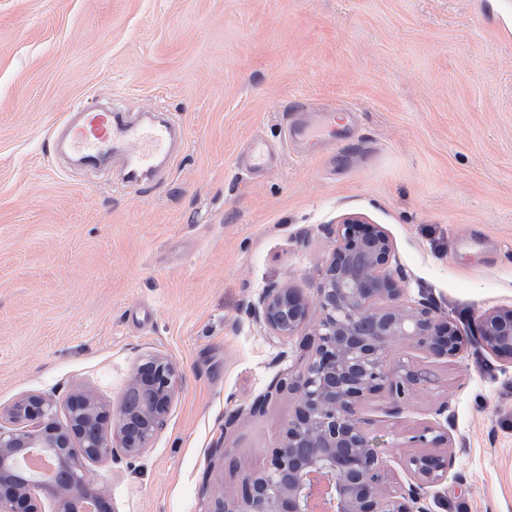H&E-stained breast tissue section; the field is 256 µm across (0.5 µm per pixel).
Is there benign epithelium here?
I'll return each mask as SVG.
<instances>
[{"instance_id": "7a95c632", "label": "benign epithelium", "mask_w": 512, "mask_h": 512, "mask_svg": "<svg viewBox=\"0 0 512 512\" xmlns=\"http://www.w3.org/2000/svg\"><path fill=\"white\" fill-rule=\"evenodd\" d=\"M338 245L311 296L288 285L265 289L249 314L271 336H293L318 311L306 348L310 356L297 370L272 382L267 393L243 412L257 415L267 401L288 396L294 418L268 466L244 477L238 496L217 497L208 512H428V489L448 479L454 457L413 454L406 468L413 478L395 486L365 428L362 403L384 390L391 411L400 412L421 383V373L402 362L390 365L392 344L411 340L438 357H456L463 337L437 307L404 300L402 280L389 271L392 244L364 217L345 215L336 228ZM483 348L512 364V312L485 314L477 326ZM182 374L162 354H149L136 367L129 391L148 397L133 404L123 398L105 404L94 391L75 393L66 422L56 419L53 399L28 395L3 414L0 423V512H40V495L54 512H112L106 490L91 479L87 463L120 448L138 456L151 446L170 412ZM448 433L424 427L408 437L412 448L449 444ZM52 459L51 483L32 473L26 455Z\"/></svg>"}]
</instances>
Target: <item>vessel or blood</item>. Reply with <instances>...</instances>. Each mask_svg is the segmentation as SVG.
Here are the masks:
<instances>
[{
	"label": "vessel or blood",
	"instance_id": "obj_1",
	"mask_svg": "<svg viewBox=\"0 0 512 512\" xmlns=\"http://www.w3.org/2000/svg\"><path fill=\"white\" fill-rule=\"evenodd\" d=\"M288 119L289 135L300 141L305 156H317L323 142L335 137L329 119L315 125L303 120L301 105H293ZM176 135L174 125L168 122L140 121L109 110L84 107L71 113L54 130L52 142L65 145L90 170L112 157H121L122 183L136 188L173 165Z\"/></svg>",
	"mask_w": 512,
	"mask_h": 512
}]
</instances>
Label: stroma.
<instances>
[{"label":"stroma","mask_w":512,"mask_h":512,"mask_svg":"<svg viewBox=\"0 0 512 512\" xmlns=\"http://www.w3.org/2000/svg\"><path fill=\"white\" fill-rule=\"evenodd\" d=\"M297 99L357 119L324 160L252 175L242 146L280 144ZM75 103L167 113L186 143L137 190L71 170L48 132ZM347 213L463 335L451 359L389 351L426 375L399 414L363 406L392 480H411L408 436L440 427L459 479L432 512H512V365L473 337L512 310V0H0V409L42 394L62 422L79 386L119 401L152 352L183 376L150 448L90 464L114 512H208L266 466L293 402L242 410L308 352L248 307L313 294Z\"/></svg>","instance_id":"obj_1"}]
</instances>
